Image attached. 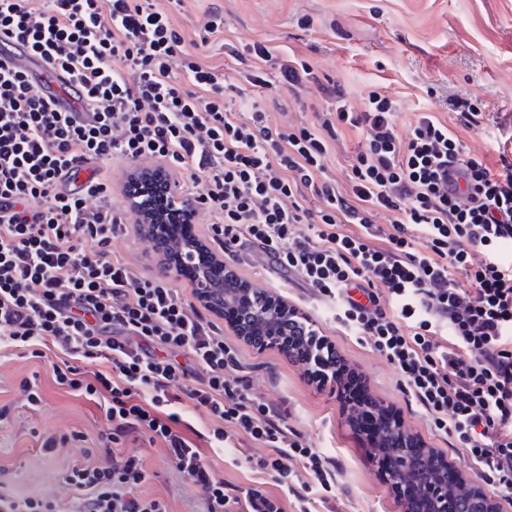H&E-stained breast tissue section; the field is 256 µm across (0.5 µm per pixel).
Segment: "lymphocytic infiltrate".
Returning <instances> with one entry per match:
<instances>
[{"mask_svg":"<svg viewBox=\"0 0 512 512\" xmlns=\"http://www.w3.org/2000/svg\"><path fill=\"white\" fill-rule=\"evenodd\" d=\"M2 37L66 74L87 114L58 111L26 71L0 65V342L37 358L53 345L62 356L55 382L102 400L111 431L103 460L66 465L72 496L64 503L16 493L1 467L0 512H168L142 490L143 456L110 448L135 433L163 443L170 464L198 487L202 512H284L286 499L317 512L314 492L332 489L330 460L249 394L219 324L178 289L113 258L125 212L113 208L100 166L115 158L186 171L178 190L211 212L215 236L228 245L248 235L334 300L337 321L398 369L436 428L512 499V264L501 259L512 244V161L490 171L430 112L400 135L395 100L373 90L354 109L295 58L278 63L289 91L316 86L331 104L312 126L273 129L265 107L235 104L234 84L187 49L157 0H0ZM343 126L367 134L346 194L326 173ZM452 173L462 188L449 190ZM312 197L319 209L308 208ZM380 211L394 216L390 234L373 221ZM194 220L175 216L152 242L192 284L198 269L180 261L179 245L195 238ZM343 224L356 232H340ZM381 236L386 246H377ZM224 285L234 295L224 322L257 351L275 349L299 365L307 384L332 386L389 479L384 428L399 417L374 399L319 321L269 291L282 319L244 332L253 292L229 267ZM84 362L96 364L91 376ZM180 398L209 423L201 441L182 430ZM240 434L267 448L252 470L274 473L282 499L227 485L206 465L201 445L226 448Z\"/></svg>","mask_w":512,"mask_h":512,"instance_id":"obj_1","label":"lymphocytic infiltrate"}]
</instances>
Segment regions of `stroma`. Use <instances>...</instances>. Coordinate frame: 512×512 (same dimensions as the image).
<instances>
[{
  "mask_svg": "<svg viewBox=\"0 0 512 512\" xmlns=\"http://www.w3.org/2000/svg\"><path fill=\"white\" fill-rule=\"evenodd\" d=\"M224 16V29L211 36L204 55L208 63L232 76L249 59L248 48L257 40L274 55L309 59L320 75L336 82L353 107L375 88L399 104L395 116L400 131H407L419 112H434L465 144L470 156L491 169L501 166L503 151L512 152V0H180L172 6L175 25L186 39H194L211 12ZM234 43L239 58L224 54L225 42ZM242 97L256 99L270 109L271 122L281 130L311 124L327 102L317 90L304 94L300 104L279 110L286 88L243 86ZM478 98L498 124L469 129L460 124L451 105ZM506 150H499V143ZM114 191L113 206L126 209V226L112 240L114 255L139 273L156 277L161 270L136 230L137 215L128 211L119 191L129 171L115 158L102 167ZM236 273L256 287L281 288L289 301H298L319 318L326 336L339 354L368 379L374 397L400 413L403 429L422 439L460 472L463 490L483 489L476 468L470 467L464 445L438 432L433 421L408 393L403 378L385 357L335 320L331 304L318 297L301 275L281 283L259 244L235 246ZM226 341L236 343L252 396L276 407L311 448L334 462L336 493L329 512H405L390 483L380 478L375 462L340 413L335 393L307 385L301 369L274 350L257 352L237 342L232 329ZM55 350L31 357L9 346L0 348V461L11 464L16 490L41 492L67 500L64 482L68 461L81 458L85 448L100 446L110 427L95 402L62 389L53 378ZM36 382L42 402L29 405L24 381ZM73 431L85 442L66 444L56 455L40 451L42 440ZM122 450L141 452L148 463L146 492L163 497L170 512H194L199 494L186 478L172 471L161 443L146 437L118 441ZM261 448L248 438L237 447L207 450L206 460L216 478L233 484L253 479L248 457H260Z\"/></svg>",
  "mask_w": 512,
  "mask_h": 512,
  "instance_id": "1",
  "label": "stroma"
}]
</instances>
